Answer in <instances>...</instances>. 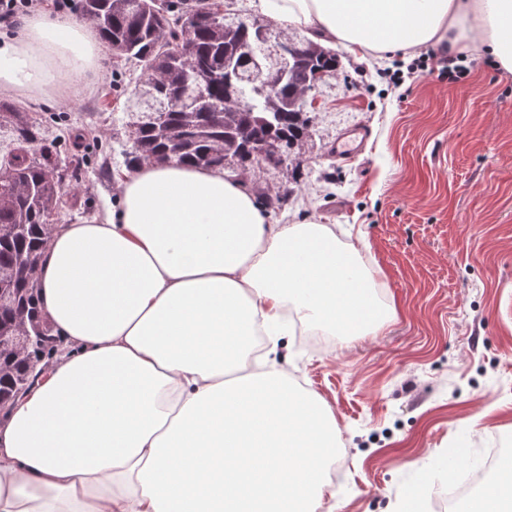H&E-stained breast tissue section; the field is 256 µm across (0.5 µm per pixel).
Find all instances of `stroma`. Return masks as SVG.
Here are the masks:
<instances>
[{
    "label": "stroma",
    "instance_id": "1",
    "mask_svg": "<svg viewBox=\"0 0 512 512\" xmlns=\"http://www.w3.org/2000/svg\"><path fill=\"white\" fill-rule=\"evenodd\" d=\"M334 50L338 68L313 92L299 170L242 178L254 195L286 194L274 222L361 231L362 257L382 269L377 293L394 313L345 344L282 337L277 358L336 419L347 466L334 512H398L420 482L421 512H442L448 478L431 460L459 448L455 472L466 475L493 438L512 434V74L472 54L460 57L458 81L387 86L376 73L394 57ZM115 69L103 63L88 88L52 108L23 104L37 118L84 123L89 167H114L113 179L80 183L76 222L112 201L124 173L126 80ZM356 127L369 133L364 149L337 160L332 145Z\"/></svg>",
    "mask_w": 512,
    "mask_h": 512
}]
</instances>
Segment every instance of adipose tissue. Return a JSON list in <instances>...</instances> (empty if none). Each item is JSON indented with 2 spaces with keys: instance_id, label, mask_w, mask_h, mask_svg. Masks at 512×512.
Listing matches in <instances>:
<instances>
[{
  "instance_id": "adipose-tissue-1",
  "label": "adipose tissue",
  "mask_w": 512,
  "mask_h": 512,
  "mask_svg": "<svg viewBox=\"0 0 512 512\" xmlns=\"http://www.w3.org/2000/svg\"><path fill=\"white\" fill-rule=\"evenodd\" d=\"M253 6L353 53L444 45L512 72V0ZM102 58L91 22L35 13L0 37V94L55 101ZM118 190V209L47 242L38 308L59 346L0 422V512H321L338 428L278 339L376 333L381 269L326 225L269 223L218 169L144 164ZM467 512H512V466Z\"/></svg>"
}]
</instances>
